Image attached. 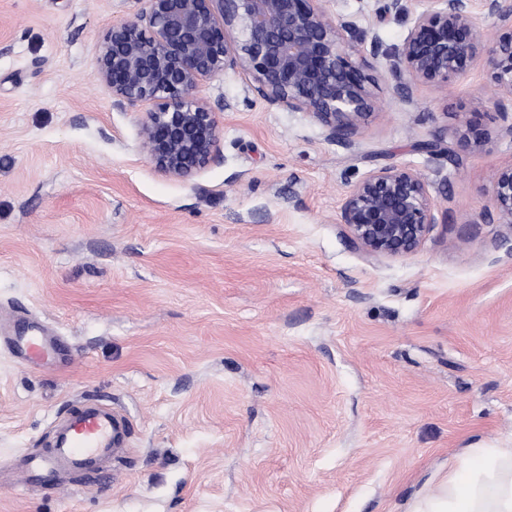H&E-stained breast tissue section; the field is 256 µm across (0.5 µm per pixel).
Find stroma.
Segmentation results:
<instances>
[{
  "label": "stroma",
  "mask_w": 512,
  "mask_h": 512,
  "mask_svg": "<svg viewBox=\"0 0 512 512\" xmlns=\"http://www.w3.org/2000/svg\"><path fill=\"white\" fill-rule=\"evenodd\" d=\"M142 0H0V320L62 339L54 366L0 347V512H406L470 448H512V229L480 220L512 141L485 58L353 147L273 109L241 74L204 80L223 159L186 179L140 146L97 46ZM490 133L458 166L416 151L462 122ZM427 182L418 250L369 259L341 222L385 166ZM131 422L123 464L81 491L10 487L70 411Z\"/></svg>",
  "instance_id": "stroma-1"
}]
</instances>
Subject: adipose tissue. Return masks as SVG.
Wrapping results in <instances>:
<instances>
[{
  "instance_id": "obj_1",
  "label": "adipose tissue",
  "mask_w": 512,
  "mask_h": 512,
  "mask_svg": "<svg viewBox=\"0 0 512 512\" xmlns=\"http://www.w3.org/2000/svg\"><path fill=\"white\" fill-rule=\"evenodd\" d=\"M408 512H512V448H471Z\"/></svg>"
}]
</instances>
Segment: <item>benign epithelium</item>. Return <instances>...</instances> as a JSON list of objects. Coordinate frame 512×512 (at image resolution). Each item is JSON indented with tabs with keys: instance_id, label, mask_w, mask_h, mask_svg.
<instances>
[{
	"instance_id": "obj_1",
	"label": "benign epithelium",
	"mask_w": 512,
	"mask_h": 512,
	"mask_svg": "<svg viewBox=\"0 0 512 512\" xmlns=\"http://www.w3.org/2000/svg\"><path fill=\"white\" fill-rule=\"evenodd\" d=\"M330 0H145L140 20H120L97 51L100 82L112 106L125 110L146 102L154 109L140 124V140L163 175L186 179L221 158V128L211 105L194 95L219 72L251 79L249 90L271 108L304 112L328 139L346 147L375 106L366 77L348 48L369 47L381 59L391 99L413 105L419 83L448 86L474 59L488 54L497 135L512 140V32L488 46L473 0H425L402 42L382 49L366 16L336 15ZM485 15L512 28V3L481 0ZM457 143L482 147L486 136L465 123ZM420 152L458 165L442 138L416 144ZM483 221L512 228V163L495 170ZM341 223L354 247L368 258H401L417 251L433 224L434 205L422 174L398 166L380 168L351 186Z\"/></svg>"
}]
</instances>
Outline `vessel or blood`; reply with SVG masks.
Segmentation results:
<instances>
[{
  "mask_svg": "<svg viewBox=\"0 0 512 512\" xmlns=\"http://www.w3.org/2000/svg\"><path fill=\"white\" fill-rule=\"evenodd\" d=\"M0 343L33 367L48 363L58 350L45 330L26 328L21 319L17 320L14 333L1 337ZM120 427L117 415L109 410L72 412L63 440L56 442L54 448L25 457L21 484L52 488L63 470L91 476L97 471L98 461L111 456Z\"/></svg>",
  "mask_w": 512,
  "mask_h": 512,
  "instance_id": "vessel-or-blood-1",
  "label": "vessel or blood"
}]
</instances>
